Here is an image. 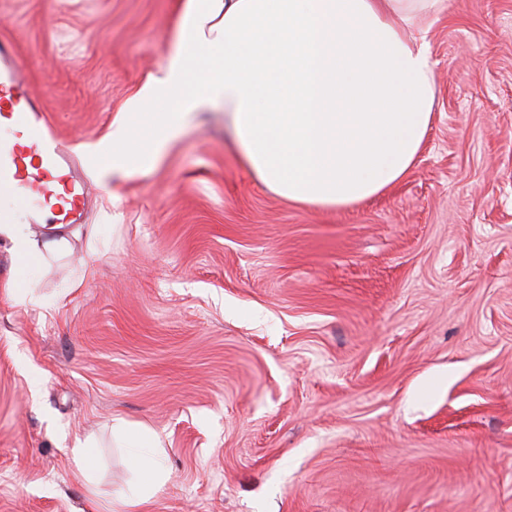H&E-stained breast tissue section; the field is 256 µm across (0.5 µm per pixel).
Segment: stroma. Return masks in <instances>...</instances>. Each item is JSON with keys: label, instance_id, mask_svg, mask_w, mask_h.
Segmentation results:
<instances>
[{"label": "stroma", "instance_id": "1", "mask_svg": "<svg viewBox=\"0 0 512 512\" xmlns=\"http://www.w3.org/2000/svg\"><path fill=\"white\" fill-rule=\"evenodd\" d=\"M178 12L0 0V37L86 158ZM429 43L433 121L372 200L265 191L219 104L91 198L35 301L0 240V512H107L137 481L116 417L165 447L149 512H512V0H449ZM96 441L91 437H76L71 448L73 460L78 470L90 480L91 471L96 463Z\"/></svg>", "mask_w": 512, "mask_h": 512}]
</instances>
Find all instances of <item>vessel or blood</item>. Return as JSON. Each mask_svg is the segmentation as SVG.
<instances>
[{"label": "vessel or blood", "instance_id": "1", "mask_svg": "<svg viewBox=\"0 0 512 512\" xmlns=\"http://www.w3.org/2000/svg\"><path fill=\"white\" fill-rule=\"evenodd\" d=\"M108 182L89 188L75 157L55 136L23 76L14 44L0 39V193L13 196L34 223H78L90 193H110Z\"/></svg>", "mask_w": 512, "mask_h": 512}]
</instances>
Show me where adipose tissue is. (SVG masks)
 <instances>
[{"instance_id": "1", "label": "adipose tissue", "mask_w": 512, "mask_h": 512, "mask_svg": "<svg viewBox=\"0 0 512 512\" xmlns=\"http://www.w3.org/2000/svg\"><path fill=\"white\" fill-rule=\"evenodd\" d=\"M448 0H181L164 69L112 123V176L149 172L192 114L220 103L239 162L267 192L315 209L377 197L414 165L434 107L428 34ZM149 118V142L135 137ZM1 224L16 257L68 241ZM139 482L111 512H146L163 487L162 442L117 418Z\"/></svg>"}]
</instances>
